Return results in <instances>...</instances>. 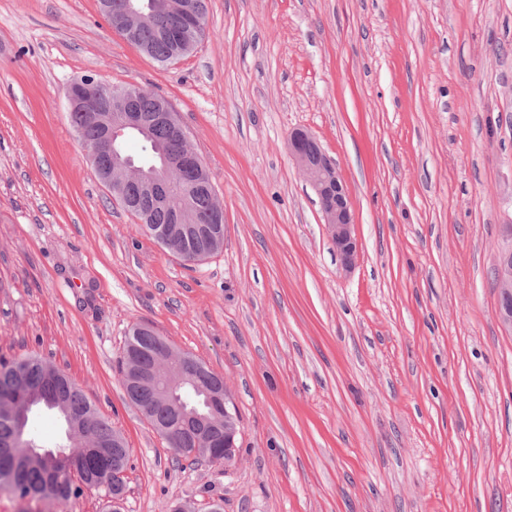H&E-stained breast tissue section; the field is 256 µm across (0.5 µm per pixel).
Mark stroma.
<instances>
[{"mask_svg":"<svg viewBox=\"0 0 512 512\" xmlns=\"http://www.w3.org/2000/svg\"><path fill=\"white\" fill-rule=\"evenodd\" d=\"M164 96L224 208L183 262L94 175L66 87ZM335 160L344 269L288 154ZM512 0H208L160 64L97 0H0V357L66 373L129 448L122 512H512ZM221 375L237 464L175 454L132 406L134 323ZM0 493V512H105ZM496 278L502 320L512 326V248L502 251L497 260Z\"/></svg>","mask_w":512,"mask_h":512,"instance_id":"obj_1","label":"stroma"}]
</instances>
